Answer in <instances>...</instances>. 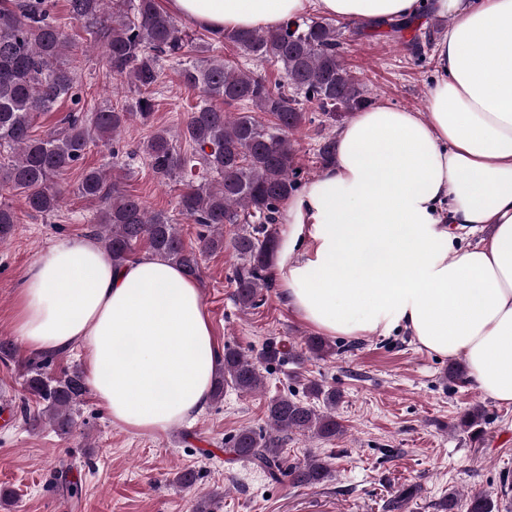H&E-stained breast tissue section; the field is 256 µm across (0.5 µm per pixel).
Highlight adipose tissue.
Returning a JSON list of instances; mask_svg holds the SVG:
<instances>
[{"label": "adipose tissue", "mask_w": 512, "mask_h": 512, "mask_svg": "<svg viewBox=\"0 0 512 512\" xmlns=\"http://www.w3.org/2000/svg\"><path fill=\"white\" fill-rule=\"evenodd\" d=\"M449 17L426 110L378 103L339 131L336 155L286 200L273 276L325 336L408 333L463 360L512 404V0H167L206 30L275 28L310 10L348 24ZM477 234L461 245L460 231ZM12 333L29 350H79L113 424L155 435L201 412L220 360L197 280L160 255L114 266L89 238L28 270Z\"/></svg>", "instance_id": "obj_1"}]
</instances>
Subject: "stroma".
<instances>
[{"instance_id": "35a3bbf8", "label": "stroma", "mask_w": 512, "mask_h": 512, "mask_svg": "<svg viewBox=\"0 0 512 512\" xmlns=\"http://www.w3.org/2000/svg\"><path fill=\"white\" fill-rule=\"evenodd\" d=\"M73 47L68 55L78 74L83 99L97 104H132L136 92L118 76L106 74L103 50L93 35L70 19L67 0H52ZM447 20L427 10L413 18L406 37H420L424 61L412 49L380 36L369 25L344 28L340 49L343 64L366 85L373 102L425 110L434 84L437 40ZM175 62L164 64L156 86L155 110L149 121H132L119 141L121 154L112 158L102 146L91 148L64 178L65 203L60 212H31L22 195L0 186V201L10 203L19 222L0 245V338L11 337L15 294L28 268L57 242L89 235L98 203L79 196L83 169L119 165L124 189L151 211L176 214L181 186L158 177L139 149L162 127L180 131L200 99L199 90L181 83ZM347 113L329 116L310 112L294 133L300 183L316 177L323 137L336 136ZM238 259L232 248L200 255L201 298L217 347L238 346L257 355L271 340L293 344L303 357L295 362L261 365L262 390L243 395L225 389L193 421L161 435H137L113 425L93 393H86L69 436L51 426L29 431L16 410L27 393L21 367L34 354L17 345L9 363L0 362V512H194L208 501L211 512H386L388 499L407 488L415 495L404 512H438L448 493H484L504 504L508 493L504 469L512 465V406L485 397L471 377L449 381V361L419 349L410 336H370L360 340L333 338L334 355L316 359L305 354L303 339L312 335L288 308L279 290L263 305L241 311L234 301L232 279ZM338 389L336 415L344 436L331 441L294 435L283 455L294 463L316 454L329 461L333 475L313 487L289 479H267L250 463L232 459L226 442L245 427H266L270 399L302 394L308 381ZM485 412L483 433L470 437L457 423L473 408ZM191 469L194 486L172 482L177 470Z\"/></svg>"}]
</instances>
